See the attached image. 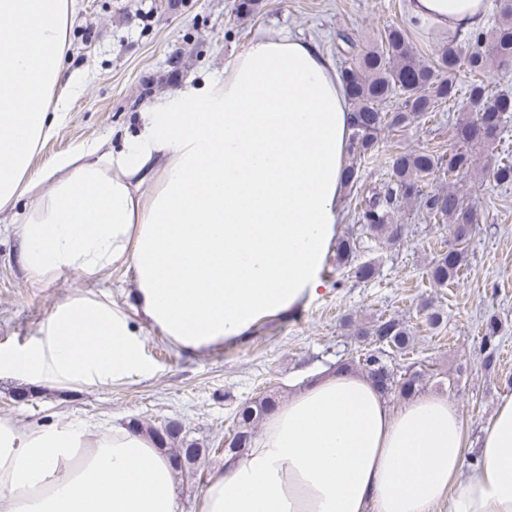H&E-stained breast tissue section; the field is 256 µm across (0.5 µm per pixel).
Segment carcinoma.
I'll list each match as a JSON object with an SVG mask.
<instances>
[{
  "mask_svg": "<svg viewBox=\"0 0 512 512\" xmlns=\"http://www.w3.org/2000/svg\"><path fill=\"white\" fill-rule=\"evenodd\" d=\"M498 23L481 30L466 40V45L445 44L428 61L420 54L411 39L407 26L389 25L366 42L347 30L336 34V49L344 57L340 74L345 82L352 109V122L346 143L347 157L362 159L379 152L384 132H399L430 112L453 105L458 97L456 74L466 66L471 81L466 97L476 117L463 118L457 134L461 145L448 154L431 151H400L391 154L387 178L371 187L353 208V219L364 234L389 246L403 239L405 225L395 219L404 205L416 201L430 218L450 224L453 240L448 249L439 253L428 267L432 283L445 288L455 279L466 260L465 243L479 224V214L468 206L454 188V180L476 171V157L468 145L494 147L497 138L512 117V98L491 96L482 76L498 67L512 66V0H495ZM398 98V107L386 109L387 101ZM437 173L448 175V188L424 189V180ZM493 179L500 185L512 184V156L497 157L492 168ZM359 241L344 236L336 242V267L347 269L356 282H369L376 274L373 260L359 261L356 252ZM361 342L355 354L336 361L338 368H356L370 378L386 397L408 399L430 381L438 386H451L454 380L437 374L422 361L400 363L410 354V329L395 317H380L372 325L355 329ZM497 327L489 319L481 348L484 362L491 365L496 359L499 343ZM277 398L271 394L247 401L237 410L235 440L224 448L227 456H239L256 437L257 423L271 411ZM135 426L153 436L161 448L177 446L172 457L184 460L183 466L195 464L200 455L197 443L182 434L176 423L165 426L161 434L153 426L137 422Z\"/></svg>",
  "mask_w": 512,
  "mask_h": 512,
  "instance_id": "1",
  "label": "carcinoma"
}]
</instances>
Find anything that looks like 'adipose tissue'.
<instances>
[{
    "instance_id": "obj_1",
    "label": "adipose tissue",
    "mask_w": 512,
    "mask_h": 512,
    "mask_svg": "<svg viewBox=\"0 0 512 512\" xmlns=\"http://www.w3.org/2000/svg\"><path fill=\"white\" fill-rule=\"evenodd\" d=\"M75 0H0V210L34 200L18 226L34 281L125 266L142 320L203 355L317 296L342 221L352 121L334 64L310 40L268 29L220 80H187L140 114L117 152L89 145L38 182L30 158L85 74L63 53ZM488 0H409L419 28L462 41ZM142 338L110 301L76 297L43 336L0 355V377L123 385L147 377ZM444 393L391 406L360 373L328 369L281 400L243 456L212 471L197 512H512V395L480 447ZM0 512H179L174 466L135 428L77 418L0 419Z\"/></svg>"
}]
</instances>
